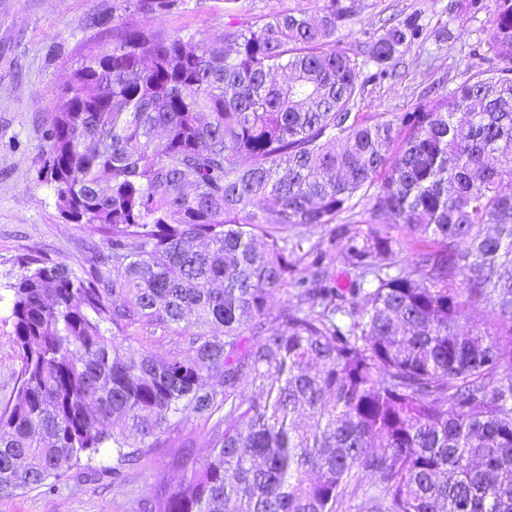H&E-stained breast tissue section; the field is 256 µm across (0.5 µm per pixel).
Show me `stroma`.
I'll return each mask as SVG.
<instances>
[{
	"label": "stroma",
	"mask_w": 512,
	"mask_h": 512,
	"mask_svg": "<svg viewBox=\"0 0 512 512\" xmlns=\"http://www.w3.org/2000/svg\"><path fill=\"white\" fill-rule=\"evenodd\" d=\"M114 0H0V409L13 398L21 359L12 334V291L21 274L23 254L41 250L71 264L76 272L90 265L89 235L59 213L51 186L41 172L45 131L52 100L102 36L92 18L111 13ZM353 15L338 37L342 47L359 46L381 33L395 15L419 14L423 41L401 56L392 76L367 84L362 112H409L426 93L443 94L467 79L483 61L475 54L487 36L486 13H472L463 0H354ZM148 30L180 29L191 34L224 27V0H204L202 9L180 14L138 16ZM447 37H440V29ZM347 235L376 233L390 238L396 261L409 253L408 237L391 224H355L340 216L336 224L311 228L313 239L334 240V268L340 282L353 279L343 253ZM96 479L68 472L55 489L0 498V512H135L157 472L178 481L167 451L147 457L127 481H112L111 456Z\"/></svg>",
	"instance_id": "stroma-1"
}]
</instances>
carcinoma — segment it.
Returning <instances> with one entry per match:
<instances>
[{"instance_id": "carcinoma-1", "label": "carcinoma", "mask_w": 512, "mask_h": 512, "mask_svg": "<svg viewBox=\"0 0 512 512\" xmlns=\"http://www.w3.org/2000/svg\"><path fill=\"white\" fill-rule=\"evenodd\" d=\"M467 7L496 65L388 119L360 113L365 85L422 38L414 14L351 52L343 0L188 37L134 22L188 0H115L43 152L61 215L100 243L82 276L19 260L0 496L105 451L121 483L179 448L139 512H512V0ZM358 206L413 251L348 239L343 291L298 228ZM465 306L482 320L463 332ZM186 428L183 433L191 431L192 438L194 440V456L199 462L203 460L208 451L207 436L206 432L199 422L196 420L194 414H187L184 419Z\"/></svg>"}]
</instances>
